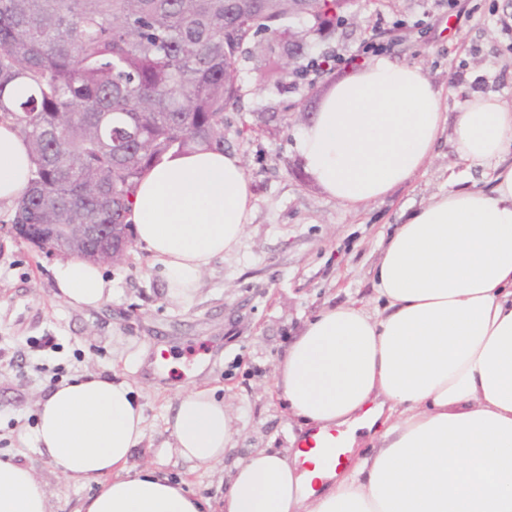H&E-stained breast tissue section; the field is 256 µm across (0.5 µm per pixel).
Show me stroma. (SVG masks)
<instances>
[{"instance_id":"obj_1","label":"stroma","mask_w":512,"mask_h":512,"mask_svg":"<svg viewBox=\"0 0 512 512\" xmlns=\"http://www.w3.org/2000/svg\"><path fill=\"white\" fill-rule=\"evenodd\" d=\"M353 0L329 40L306 39L294 74L267 77L266 55L242 54L241 100L224 113V147L243 161L254 209L237 249L216 257L193 299H172L150 253L130 244L119 265L106 264L112 299L100 308L69 307L55 295L58 257L11 233L13 211L0 207V459L31 466L52 494V512H77L95 484L67 482L32 445L19 441L37 423V394L84 371L118 372L142 396L145 437L129 460L150 464L192 491L221 498L220 473L177 461L168 408L203 377L234 410L239 434L224 470L255 448H288V416L273 390V371L304 324L322 308L369 297L381 238L405 213L457 186L489 185L491 168H467L457 156L453 114L475 95L512 106V0H467L470 18L448 16V0ZM380 54L364 53L366 44ZM342 61L317 80L307 63L323 54ZM382 58L416 63L440 93L448 118L430 161L387 195L357 207L329 198L305 171L298 151L303 116H315L329 91L358 67ZM52 337L43 346L44 337ZM167 347L172 362L159 368ZM223 470V471H224Z\"/></svg>"}]
</instances>
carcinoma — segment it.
<instances>
[{"mask_svg": "<svg viewBox=\"0 0 512 512\" xmlns=\"http://www.w3.org/2000/svg\"><path fill=\"white\" fill-rule=\"evenodd\" d=\"M351 0H311L336 19ZM288 0H0V110L30 144V187L14 224L28 241L94 263L127 253L73 247L51 224L128 237L140 179L168 155L224 150L239 56L288 30Z\"/></svg>", "mask_w": 512, "mask_h": 512, "instance_id": "cac0c4a2", "label": "carcinoma"}]
</instances>
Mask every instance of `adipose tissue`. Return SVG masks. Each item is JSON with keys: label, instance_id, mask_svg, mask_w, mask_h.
I'll return each mask as SVG.
<instances>
[{"label": "adipose tissue", "instance_id": "adipose-tissue-1", "mask_svg": "<svg viewBox=\"0 0 512 512\" xmlns=\"http://www.w3.org/2000/svg\"><path fill=\"white\" fill-rule=\"evenodd\" d=\"M444 120L420 65L379 60L338 83L302 130L306 171L338 203L358 206L410 180L431 159ZM461 160L493 165L492 190H448L387 238L372 294L321 309L274 370L288 452L241 458L217 500L128 461L145 436L140 394L87 372L37 397L32 442L69 482H97L79 512H512V108L478 96L458 112ZM30 148L0 121V205L29 188ZM128 217L171 297L191 300L211 261L240 243L253 209L242 159L198 148L139 181ZM75 309L112 297L99 264L52 269ZM171 453L223 470L237 433L213 389L181 392L167 420ZM367 430L338 468L304 463L301 442ZM0 512H52L34 470L0 459Z\"/></svg>", "mask_w": 512, "mask_h": 512}]
</instances>
